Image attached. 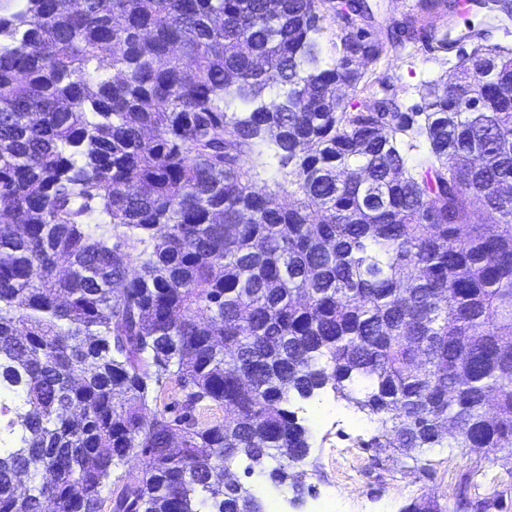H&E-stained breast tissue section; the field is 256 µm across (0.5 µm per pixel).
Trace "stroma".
<instances>
[{"label":"stroma","mask_w":512,"mask_h":512,"mask_svg":"<svg viewBox=\"0 0 512 512\" xmlns=\"http://www.w3.org/2000/svg\"><path fill=\"white\" fill-rule=\"evenodd\" d=\"M458 51L435 56L422 44L380 61L378 80L401 89L406 106L420 102L423 86L449 80L455 73ZM301 423L311 433V450L301 466L310 492L296 496L291 485L272 486L265 478L245 476L244 462L233 467L236 478H248L265 499H279L282 512H313L318 495L331 494L334 512H401L411 500L434 497L454 512L460 492L473 497H495L488 512H512V460L502 454H483L452 444L428 450L420 462L401 454L392 456L368 447L377 423L332 389L301 402Z\"/></svg>","instance_id":"stroma-1"}]
</instances>
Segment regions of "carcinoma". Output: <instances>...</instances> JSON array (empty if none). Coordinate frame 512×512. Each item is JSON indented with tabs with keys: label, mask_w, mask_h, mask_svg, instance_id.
Returning a JSON list of instances; mask_svg holds the SVG:
<instances>
[{
	"label": "carcinoma",
	"mask_w": 512,
	"mask_h": 512,
	"mask_svg": "<svg viewBox=\"0 0 512 512\" xmlns=\"http://www.w3.org/2000/svg\"><path fill=\"white\" fill-rule=\"evenodd\" d=\"M21 2L0 14V512H100L114 480L110 512H265L213 473L303 492L288 406L328 386L378 422L366 448L413 457L451 426L512 457V0L385 40L346 0L326 66L325 0ZM419 39L471 51L408 112L371 76ZM264 143L281 178L258 191ZM164 375L182 412L147 424ZM323 27L319 36L321 49V58L324 62H330L335 54L336 34H340V25L337 24L336 18L331 14H326L325 19L321 21Z\"/></svg>",
	"instance_id": "cac0c4a2"
}]
</instances>
